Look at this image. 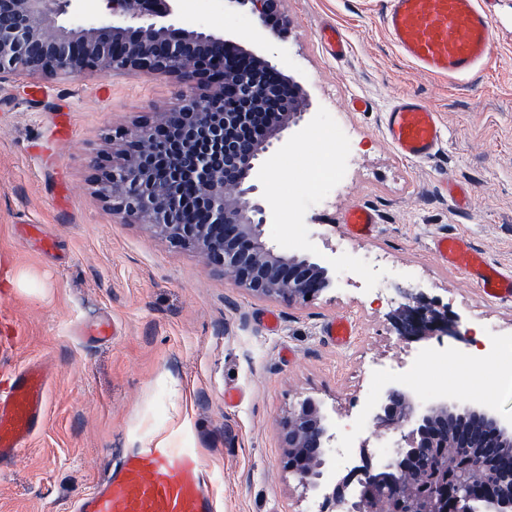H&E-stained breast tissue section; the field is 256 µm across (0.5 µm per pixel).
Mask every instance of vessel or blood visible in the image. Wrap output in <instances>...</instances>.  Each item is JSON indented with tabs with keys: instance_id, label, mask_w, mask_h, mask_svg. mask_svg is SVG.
<instances>
[{
	"instance_id": "b4317fda",
	"label": "vessel or blood",
	"mask_w": 512,
	"mask_h": 512,
	"mask_svg": "<svg viewBox=\"0 0 512 512\" xmlns=\"http://www.w3.org/2000/svg\"><path fill=\"white\" fill-rule=\"evenodd\" d=\"M491 0H386L384 30L404 58L428 75L467 79L491 56L495 20ZM321 37L331 55L345 56L348 41L329 25ZM386 136L406 160L433 156L441 144L436 112L424 101L396 98L385 114ZM353 233L368 234L374 213L364 207L347 211ZM437 256L480 280L494 298L512 297V279L490 269L462 236L440 239ZM47 416L45 375L33 361L14 374L0 391V462L9 461L43 426ZM209 476L195 452L158 443L126 451L103 482L82 496L75 512H215Z\"/></svg>"
}]
</instances>
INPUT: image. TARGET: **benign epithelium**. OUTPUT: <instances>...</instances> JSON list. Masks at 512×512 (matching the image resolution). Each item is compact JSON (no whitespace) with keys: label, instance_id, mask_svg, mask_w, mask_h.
Here are the masks:
<instances>
[{"label":"benign epithelium","instance_id":"7a95c632","mask_svg":"<svg viewBox=\"0 0 512 512\" xmlns=\"http://www.w3.org/2000/svg\"><path fill=\"white\" fill-rule=\"evenodd\" d=\"M74 2L0 0V82L127 71L176 79L184 88L177 107L121 135L111 164L90 159L112 214L199 251L254 296L318 298L333 260L270 246L258 185L266 154L305 122L302 85L222 35L179 26L178 0H104L91 21ZM226 2L250 6L261 30L280 31V0ZM405 298L392 315L400 336L463 338L448 311ZM374 412L400 434L382 459L364 443L336 447L335 424L310 398L282 421L284 471L321 500L320 512H512V475L494 471L512 453V416L478 397L442 393L417 404L397 387Z\"/></svg>","mask_w":512,"mask_h":512}]
</instances>
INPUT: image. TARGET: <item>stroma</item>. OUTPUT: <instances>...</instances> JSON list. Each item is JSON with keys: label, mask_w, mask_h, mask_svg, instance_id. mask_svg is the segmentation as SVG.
I'll use <instances>...</instances> for the list:
<instances>
[{"label": "stroma", "mask_w": 512, "mask_h": 512, "mask_svg": "<svg viewBox=\"0 0 512 512\" xmlns=\"http://www.w3.org/2000/svg\"><path fill=\"white\" fill-rule=\"evenodd\" d=\"M496 2L490 60L457 81L400 54L381 24L385 0H281L287 32L269 42L257 40L247 8L180 0V25L266 57L304 87L306 112L336 124L348 145L336 187L319 188L317 169L336 157L307 135L273 151L262 174L271 244L351 259L309 303L248 294L196 251L116 223L97 194L90 157L111 159L110 132L174 107L183 91L174 78L0 84V275L16 281L0 289V389L27 361L49 368L47 420L0 469V512H71L126 449L158 441L200 457L218 512H319L283 470L281 422L310 398L341 415L339 433H376L357 414L375 366L419 398L467 382L512 415V386L463 361L488 326L512 328V300L488 296L434 252L435 241L462 234L512 277V0ZM328 23L349 40L343 59L318 40ZM404 94L438 114L442 143L430 159L401 158L385 135L384 114ZM354 96L368 110L348 108ZM362 204L377 214L367 237L344 222ZM406 288L468 320L445 383L417 366L422 339L392 325ZM339 317L354 328L344 345L328 334Z\"/></svg>", "instance_id": "stroma-1"}]
</instances>
